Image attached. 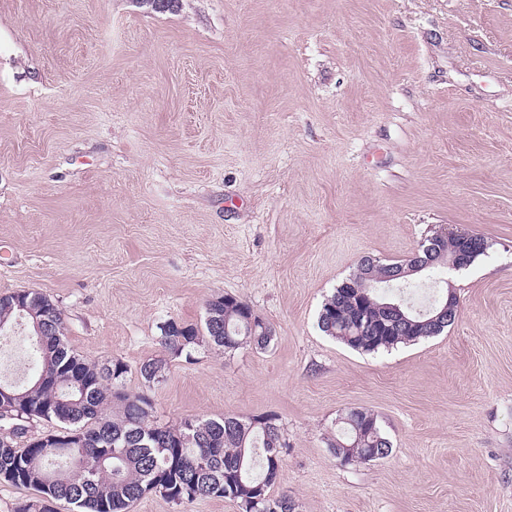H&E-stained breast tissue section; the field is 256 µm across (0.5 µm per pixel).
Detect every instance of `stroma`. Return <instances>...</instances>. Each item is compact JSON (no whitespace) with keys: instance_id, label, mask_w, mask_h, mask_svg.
I'll use <instances>...</instances> for the list:
<instances>
[{"instance_id":"stroma-1","label":"stroma","mask_w":512,"mask_h":512,"mask_svg":"<svg viewBox=\"0 0 512 512\" xmlns=\"http://www.w3.org/2000/svg\"><path fill=\"white\" fill-rule=\"evenodd\" d=\"M485 238L442 334L368 354L325 335L366 255ZM44 293L68 345L121 359L159 423L275 416L298 512H512V0H0V295ZM232 295L267 349L168 358L159 325ZM26 324L0 379L36 367ZM167 359L164 382L137 369ZM384 458L340 464L345 411ZM131 512L177 506L151 492ZM338 424L339 433L335 442L328 443V447L341 463H344L343 460H346L344 464H351L357 460L368 461L365 452L371 448H376L383 458L390 454L391 443L381 431L373 413L351 409L339 418ZM340 442L352 445L353 448H345Z\"/></svg>"}]
</instances>
